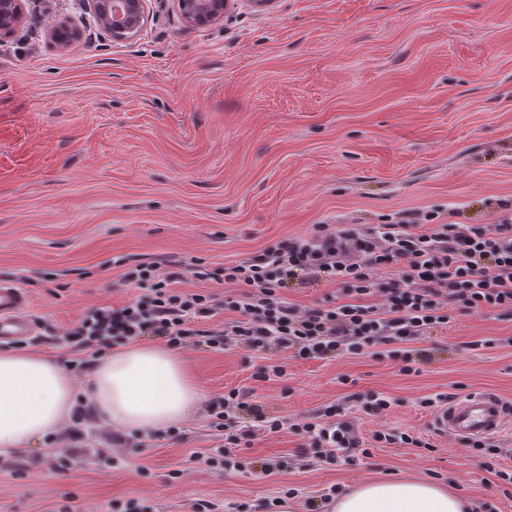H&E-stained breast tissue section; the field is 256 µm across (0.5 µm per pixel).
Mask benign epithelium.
I'll use <instances>...</instances> for the list:
<instances>
[{"mask_svg": "<svg viewBox=\"0 0 512 512\" xmlns=\"http://www.w3.org/2000/svg\"><path fill=\"white\" fill-rule=\"evenodd\" d=\"M94 17L101 31L112 42L136 38L144 27L149 0H76ZM182 21L191 27L209 25L224 18L228 0H173ZM24 9V0H0V37L14 32ZM47 38L57 48L67 47L71 34L67 29L49 25Z\"/></svg>", "mask_w": 512, "mask_h": 512, "instance_id": "obj_1", "label": "benign epithelium"}]
</instances>
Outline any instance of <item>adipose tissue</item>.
Listing matches in <instances>:
<instances>
[{
	"label": "adipose tissue",
	"mask_w": 512,
	"mask_h": 512,
	"mask_svg": "<svg viewBox=\"0 0 512 512\" xmlns=\"http://www.w3.org/2000/svg\"><path fill=\"white\" fill-rule=\"evenodd\" d=\"M83 402L105 422L148 434L181 421L202 395L166 347L133 343L94 364L89 385L76 393L58 364L31 351H0V457L42 442ZM469 504L437 482L379 478L338 492L330 512H467Z\"/></svg>",
	"instance_id": "ef3b65f1"
}]
</instances>
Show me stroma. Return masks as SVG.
I'll return each instance as SVG.
<instances>
[{
	"label": "stroma",
	"instance_id": "stroma-1",
	"mask_svg": "<svg viewBox=\"0 0 512 512\" xmlns=\"http://www.w3.org/2000/svg\"><path fill=\"white\" fill-rule=\"evenodd\" d=\"M134 40L95 33L75 0H29L15 37L0 42V280L19 283L34 322L72 324L86 307L135 296L127 266L173 261L217 267L316 224L369 228L382 215L438 208L448 221L490 224L512 201V0H273L256 13L231 0L223 20L190 28L172 0H150ZM79 31L65 51L50 23ZM512 317L455 314L412 342L414 373L374 352L286 358L260 378L247 350H177L207 404L229 390L287 423L252 434L237 412L243 456L293 457L309 445L293 423L348 395L389 397L383 417L347 412L368 449L308 469L263 476L211 466L224 443L205 409L157 433L116 466L70 459L55 471L50 443L21 475L0 465V512H152L192 503L271 512L378 477L429 478L512 512L505 483L475 450L436 433L423 398L486 390L512 405ZM408 432L427 445L376 442ZM200 462L183 469L191 453Z\"/></svg>",
	"mask_w": 512,
	"mask_h": 512
}]
</instances>
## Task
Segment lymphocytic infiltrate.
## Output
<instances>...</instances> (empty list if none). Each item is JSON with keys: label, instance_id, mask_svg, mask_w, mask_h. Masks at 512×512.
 <instances>
[{"label": "lymphocytic infiltrate", "instance_id": "1", "mask_svg": "<svg viewBox=\"0 0 512 512\" xmlns=\"http://www.w3.org/2000/svg\"><path fill=\"white\" fill-rule=\"evenodd\" d=\"M190 275L237 283L246 292L220 304L207 290L184 289ZM321 279L336 285L335 299L306 306L285 295L293 281ZM119 282L139 288V295L116 308H87L70 327L49 334V344L71 348L72 371L86 370L104 350L151 336L173 348L238 346L289 350L302 358L361 355L379 346L384 358L408 374L410 342L448 325L453 313L512 316V219L459 224L443 221L435 210H414L365 231L317 224L233 264L210 269L179 262L163 271L143 262L128 267ZM221 307L233 311L234 319L210 327ZM344 412L333 404L297 423L313 451L296 456V468L361 447Z\"/></svg>", "mask_w": 512, "mask_h": 512}]
</instances>
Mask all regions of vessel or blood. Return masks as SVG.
<instances>
[{"mask_svg": "<svg viewBox=\"0 0 512 512\" xmlns=\"http://www.w3.org/2000/svg\"><path fill=\"white\" fill-rule=\"evenodd\" d=\"M29 296L13 281H0V339L31 335L34 324L28 314ZM505 411L493 393L476 391L440 407L434 417L436 429L460 439H478L499 435Z\"/></svg>", "mask_w": 512, "mask_h": 512, "instance_id": "b4317fda", "label": "vessel or blood"}]
</instances>
